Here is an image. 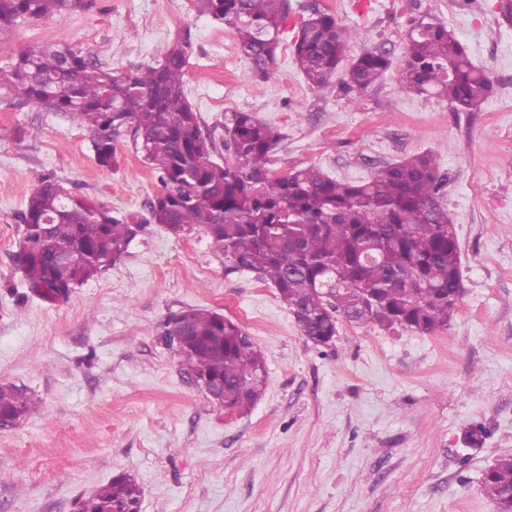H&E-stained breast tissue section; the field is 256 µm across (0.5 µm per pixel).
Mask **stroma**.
<instances>
[{
    "label": "stroma",
    "instance_id": "stroma-1",
    "mask_svg": "<svg viewBox=\"0 0 512 512\" xmlns=\"http://www.w3.org/2000/svg\"><path fill=\"white\" fill-rule=\"evenodd\" d=\"M358 33L347 59L383 51L393 65L351 106L332 80L301 76L282 46L259 81L228 26L197 0H91L87 9L0 29V60L68 45L111 69L157 64L190 28L185 91L215 148L224 125L253 113L284 135L271 153L283 176L309 166L367 180L379 167L429 152L448 174L463 293L430 335L340 320L331 346L306 342L276 289L227 272L201 231L177 237L147 222L121 263L47 303L23 282L19 215L47 174L113 215L145 218L163 189L132 135L118 165H98L69 115L0 103V385L27 388L36 414L0 428V512H74L119 473L142 490L140 512H497L484 472L512 455V23L496 0L464 15L457 0H289ZM445 25L493 90L481 107L408 88L399 64L412 19ZM241 324L264 355L267 386L248 410L210 400L180 367L163 324L186 308ZM484 428L479 447L463 434Z\"/></svg>",
    "mask_w": 512,
    "mask_h": 512
}]
</instances>
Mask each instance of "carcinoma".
Returning <instances> with one entry per match:
<instances>
[{
    "mask_svg": "<svg viewBox=\"0 0 512 512\" xmlns=\"http://www.w3.org/2000/svg\"><path fill=\"white\" fill-rule=\"evenodd\" d=\"M85 7V0H0V28ZM199 11L236 32L256 79L274 77L288 0H200ZM357 36L335 16L313 9L292 43L304 80L326 87ZM192 51L187 31L157 65L134 73L108 69L74 47L23 51L0 63V101L70 114L105 168L118 164L116 142L132 132L136 149L164 187L148 203L150 221L179 237L203 231L224 256L227 271L253 273L277 289L313 345H331L341 319L422 334L448 326L462 295L460 247L442 202L448 177L436 158L416 154L361 182L339 180L316 167L275 177L270 153L280 134L251 112H234L224 124L232 159L214 162L211 133L203 130L185 92ZM390 65L377 51L352 60L341 79L348 102L357 106L359 94ZM402 77L413 90L447 98L456 112L476 110L493 88L447 27L423 20L407 34ZM20 221L25 285L51 303L121 262L133 241L132 225L141 223L135 214L118 218L65 192L46 174L37 177ZM163 336L179 356H188L195 374L209 380L214 400L224 408L246 409L264 392L262 353L223 314L185 309L164 323ZM36 411L26 390L0 385L1 417L15 423ZM483 489L498 508L512 509V456L485 471ZM140 496L138 483L121 473L83 499L81 509L107 512L118 503L139 512Z\"/></svg>",
    "mask_w": 512,
    "mask_h": 512,
    "instance_id": "obj_1",
    "label": "carcinoma"
}]
</instances>
